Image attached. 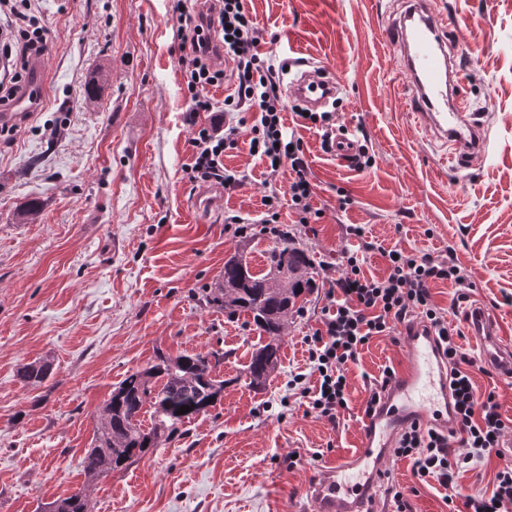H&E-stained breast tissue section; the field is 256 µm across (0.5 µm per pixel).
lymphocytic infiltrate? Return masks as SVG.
Returning <instances> with one entry per match:
<instances>
[{
	"instance_id": "1",
	"label": "lymphocytic infiltrate",
	"mask_w": 512,
	"mask_h": 512,
	"mask_svg": "<svg viewBox=\"0 0 512 512\" xmlns=\"http://www.w3.org/2000/svg\"><path fill=\"white\" fill-rule=\"evenodd\" d=\"M0 10L14 18L9 41L0 44L4 57L20 55L9 84L0 83V109H8L27 68L26 57L45 49L46 38L31 0H0ZM176 35L180 62L188 93L187 122L193 162L187 169L191 183H218L232 191L242 182L237 172L224 165V151L235 145L239 128L219 119L201 125L197 115L217 107L207 90L223 84L224 68L217 56L235 63L232 73L234 93L224 99L225 111L249 110L257 113L258 123L250 149L264 159L270 180L289 173L288 194L298 223L307 224L320 212L312 200L308 165L301 141L284 134L285 109L280 76L273 63L260 57L258 36L246 0H176ZM387 261L384 275H366L357 255L344 254L342 269L326 267L328 299L333 303L321 328L307 337L309 361L320 382L318 389L301 387V397L318 416L335 420L348 405L345 366L356 361L360 350L376 336L396 333L398 324L416 318L428 324L437 336L448 360L455 427L443 432L433 426L413 423L407 426L395 454L413 462V475L419 482L436 479L448 495L449 512H512V464L504 465L495 476L491 495L461 497L456 477L496 452L506 429L495 393H477L468 372L474 360L459 343V326L449 323L442 308L432 299L429 286L451 281L461 288L460 301H467L469 285L464 269L447 255L383 250ZM460 441L463 453H456L453 441Z\"/></svg>"
}]
</instances>
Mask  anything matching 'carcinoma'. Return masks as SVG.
<instances>
[{"label": "carcinoma", "mask_w": 512, "mask_h": 512, "mask_svg": "<svg viewBox=\"0 0 512 512\" xmlns=\"http://www.w3.org/2000/svg\"><path fill=\"white\" fill-rule=\"evenodd\" d=\"M313 285L310 257L289 237L272 248L266 273L253 274L237 254L224 261V270L206 292L205 305L230 316L243 313L271 338L251 357L249 384L262 386L277 370L278 340L301 311L298 302ZM219 361L216 353L161 354L148 369L129 373L100 411L92 447L82 461L85 476L93 480L126 469L170 439L180 425L206 413L224 391V381L215 374ZM51 374L52 365L46 360L29 363L20 371L22 380L31 386L41 385ZM183 405L190 411L178 412ZM146 406L153 409L152 426L147 431L140 423ZM48 508L49 512H91L82 490L48 504Z\"/></svg>", "instance_id": "cac0c4a2"}]
</instances>
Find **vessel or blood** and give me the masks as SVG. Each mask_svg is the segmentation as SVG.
<instances>
[{
  "mask_svg": "<svg viewBox=\"0 0 512 512\" xmlns=\"http://www.w3.org/2000/svg\"><path fill=\"white\" fill-rule=\"evenodd\" d=\"M402 19L383 33L385 42L400 51L407 77L408 107L434 137L448 144V171L457 175L485 154L486 139L465 105V77L449 56L447 24L430 0H405ZM40 81L30 93L16 98L11 111L0 113V125L33 110ZM338 80L322 65L303 71L288 85L289 98L317 109L336 96ZM470 335L484 346V359L504 375H512V336L485 309L474 310ZM407 350L402 369L388 384L377 411L364 419L360 444L323 466L305 487L308 512H369L385 480V465L397 440L417 422L442 431L453 427L448 360L432 329L415 323L404 332Z\"/></svg>",
  "mask_w": 512,
  "mask_h": 512,
  "instance_id": "obj_1",
  "label": "vessel or blood"
}]
</instances>
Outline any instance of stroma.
<instances>
[{"mask_svg": "<svg viewBox=\"0 0 512 512\" xmlns=\"http://www.w3.org/2000/svg\"><path fill=\"white\" fill-rule=\"evenodd\" d=\"M458 20L447 50L469 83L466 99L487 139L482 164L449 179L445 146L405 112L396 85L401 60L380 31L401 0H247L258 51L271 63L327 65L341 84L331 104L336 123L361 132L372 159L356 169L322 143L294 100L282 114L299 138L314 186L316 223L297 224L288 174L269 182L250 150L257 115L235 113L240 135L224 152L239 188L189 183L188 96L172 19L173 0H38L48 33L44 54L28 59L44 84L33 112L0 137V512H42L85 490L92 512H299L304 485L321 460L354 450L370 384L400 367L403 341L373 338L346 371L348 407L320 417L289 389L301 373L317 383L306 336L330 305L324 268L364 240L419 254L453 251L472 284L432 283L434 302L463 324L470 305L512 328V0H434ZM106 71L95 106L83 89ZM277 193L278 224L307 250L315 286L281 337L280 368L249 386L251 355L268 343L244 315L200 305L235 251L251 271L268 270L278 238L262 225L265 195ZM214 204L202 210L199 195ZM36 201L35 220L23 219ZM251 220L245 235L231 216ZM364 227V239L346 227ZM220 351L224 392L215 407L129 468L87 481L81 461L103 403L125 376L158 355ZM50 361L39 386L23 365ZM478 392H495L512 439V378L492 368L471 372ZM511 453L463 470V493L488 494ZM394 483L410 489L411 512H448L436 480L418 483L412 463L392 458Z\"/></svg>", "mask_w": 512, "mask_h": 512, "instance_id": "35a3bbf8", "label": "stroma"}]
</instances>
